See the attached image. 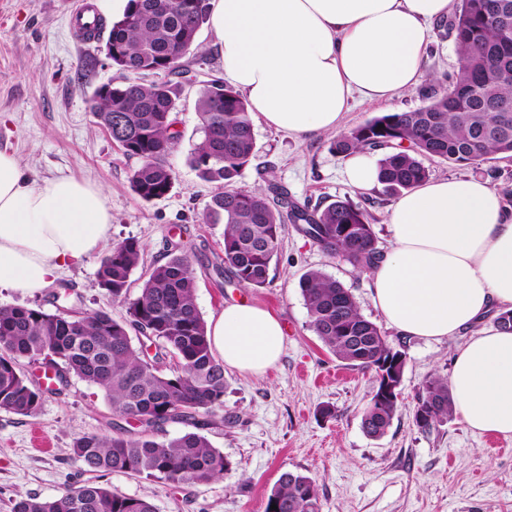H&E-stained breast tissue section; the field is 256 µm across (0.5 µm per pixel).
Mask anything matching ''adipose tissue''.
<instances>
[{
    "mask_svg": "<svg viewBox=\"0 0 512 512\" xmlns=\"http://www.w3.org/2000/svg\"><path fill=\"white\" fill-rule=\"evenodd\" d=\"M451 0H208L222 73L275 130H338L353 96L388 102L422 84L432 22ZM392 248L369 271L372 302L401 335L461 337L448 378L476 432L512 436V332L478 322L512 306V204L487 182L428 180L387 218ZM102 190L73 178L36 181L0 150V285L38 293L57 271L110 244ZM225 367L262 375L284 329L270 310L225 305L207 326Z\"/></svg>",
    "mask_w": 512,
    "mask_h": 512,
    "instance_id": "1",
    "label": "adipose tissue"
}]
</instances>
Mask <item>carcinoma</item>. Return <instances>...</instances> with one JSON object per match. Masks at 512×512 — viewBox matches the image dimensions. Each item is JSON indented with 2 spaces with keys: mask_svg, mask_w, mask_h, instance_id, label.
I'll list each match as a JSON object with an SVG mask.
<instances>
[{
  "mask_svg": "<svg viewBox=\"0 0 512 512\" xmlns=\"http://www.w3.org/2000/svg\"><path fill=\"white\" fill-rule=\"evenodd\" d=\"M498 3L512 20V0H459L455 12L437 23L454 38L457 68L443 79L440 92L425 96L416 109L383 112L330 141L329 150L348 156L380 150L381 194H402L429 177L427 158L476 168L493 154L512 155V23L504 26ZM208 20L207 0H129L123 18L112 23V93L92 97L91 109L123 154L138 161L130 183L144 202L168 195L175 175L168 163L178 133L172 131L189 72L184 59ZM164 74L143 82L137 75ZM202 141L190 154L200 180L215 185L202 213L205 224L224 225L216 268L228 270L236 284L259 289L270 281L271 264L284 224L302 231L321 250L368 271L381 257L369 213L349 199L322 207L299 204L277 181L274 170L258 171L265 189L247 192L236 180L256 158L254 123L248 102L220 77L197 97ZM143 246L124 239L100 258L96 279L108 299L126 305L117 320L105 310H65L0 306V410L36 414L44 391L75 376L99 388L112 409V434H85L73 441L72 458L95 475L71 485L58 497H19L12 512H156L144 498L100 482L109 473L156 478L178 484H203L228 467L200 430L215 418L231 425L224 411L227 386L224 361L211 351L207 324L196 303V276L190 254L171 252L153 266L140 295L128 299L130 277ZM299 288L309 325L324 346L348 365L374 373L381 382L383 363L399 350L380 327L361 313L341 282L322 270L305 272ZM143 337L139 346L131 334ZM155 347L154 354L148 348ZM39 364L50 385L34 384L24 362ZM399 402H369L364 432L380 438L390 428ZM454 406L448 379L431 376L416 396L414 425L429 432L450 418ZM174 423L182 435L160 440L156 431ZM276 505L278 510L270 509ZM315 481L284 472L267 495L263 512H321Z\"/></svg>",
  "mask_w": 512,
  "mask_h": 512,
  "instance_id": "1",
  "label": "carcinoma"
}]
</instances>
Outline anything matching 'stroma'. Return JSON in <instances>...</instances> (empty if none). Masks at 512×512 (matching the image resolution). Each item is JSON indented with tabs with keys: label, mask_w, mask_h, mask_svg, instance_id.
<instances>
[{
	"label": "stroma",
	"mask_w": 512,
	"mask_h": 512,
	"mask_svg": "<svg viewBox=\"0 0 512 512\" xmlns=\"http://www.w3.org/2000/svg\"><path fill=\"white\" fill-rule=\"evenodd\" d=\"M74 2L0 0V150L13 152L31 178L72 177L103 190L112 211V241L134 238L144 247L143 261L131 276L130 297L138 296L154 264L187 245L204 319L218 315L225 304L246 300L278 316L285 331L282 355L265 375L225 372L224 408L236 422L217 421L205 431L229 463L221 478L187 486L112 473L103 484L149 500L156 512H263L280 474L293 471L315 480L322 512H512V450L495 451L498 436L470 431L457 413L428 433L412 421L416 394L428 377L449 375L460 337L424 341L399 335L374 307L368 273L327 255L295 224L282 232L266 287L244 289L213 273L224 227L201 220L212 187L189 164L202 139L194 87H185L176 114L179 140L168 157L176 177L172 191L150 203L138 198L130 184L136 160L123 155L90 110L95 90L111 80L114 70L102 39L88 43L75 37ZM456 64L452 36L431 34L426 81L386 107L352 100L344 128L386 110L420 107L437 78ZM254 132L256 163L239 177L238 188H262L257 166H275L297 202L326 205L347 198L365 208L380 249L389 250L385 220L394 197L350 186L344 157L329 150V135L296 138L259 120ZM427 167L434 179H483L512 203V157L490 156L477 169L434 158ZM98 261L94 254L63 267L49 289L36 295L0 288V305L104 309L122 319L125 306L110 302L97 284ZM312 268L349 288L362 314L406 354L400 409L383 437H369L362 428L363 410L377 388L372 373L337 359L309 328L298 283ZM324 406L333 409V416L321 415ZM111 420L103 392L75 377L65 389L44 394L35 415L0 410V512H10L16 496L54 498L82 481L70 456L72 443L85 434L111 433Z\"/></svg>",
	"instance_id": "1"
}]
</instances>
